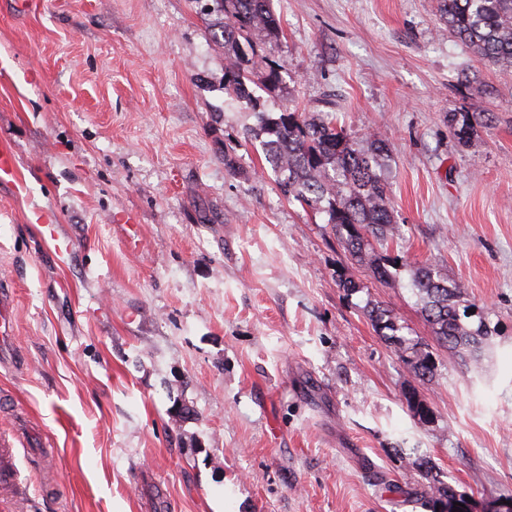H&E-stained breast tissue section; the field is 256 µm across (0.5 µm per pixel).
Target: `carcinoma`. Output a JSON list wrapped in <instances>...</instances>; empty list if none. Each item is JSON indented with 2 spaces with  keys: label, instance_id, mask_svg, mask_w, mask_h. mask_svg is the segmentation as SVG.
I'll list each match as a JSON object with an SVG mask.
<instances>
[{
  "label": "carcinoma",
  "instance_id": "obj_1",
  "mask_svg": "<svg viewBox=\"0 0 512 512\" xmlns=\"http://www.w3.org/2000/svg\"><path fill=\"white\" fill-rule=\"evenodd\" d=\"M224 10V92L234 101L257 111L256 135L265 160L278 174V185L285 197H294L311 209L327 215V223L344 231L342 236L351 256L368 260L380 279L391 277V269L403 262L390 242L398 232L389 205L388 183L383 168L388 157L386 139L376 137L368 148L354 147L347 132L336 123L309 117L287 106L277 116L257 110V99L250 88V69L255 61L246 58L243 44L250 36L262 33L279 36V21L270 0H221ZM440 20L455 36L489 65L512 72V0H440ZM263 83L275 91L282 84L281 70L268 64ZM492 112H450L448 129L466 143L478 129L492 124ZM412 286L421 312L431 327L436 342L463 357L479 361L490 349L495 329L484 310L465 303V290L448 284V277L429 264L418 267ZM375 330L393 345L412 375L424 380L436 371L432 352L400 334L392 311L375 305L369 311ZM429 480L425 507L431 512H448L454 487L435 483L431 467L424 466Z\"/></svg>",
  "mask_w": 512,
  "mask_h": 512
}]
</instances>
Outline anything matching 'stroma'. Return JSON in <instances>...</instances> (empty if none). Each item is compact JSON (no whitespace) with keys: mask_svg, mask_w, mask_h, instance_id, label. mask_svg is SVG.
<instances>
[{"mask_svg":"<svg viewBox=\"0 0 512 512\" xmlns=\"http://www.w3.org/2000/svg\"><path fill=\"white\" fill-rule=\"evenodd\" d=\"M272 7L279 38L252 45L283 82L267 92L254 69L262 110L390 141L405 263L387 282L280 195L252 109L224 93L219 0H0L16 163L0 438L17 467L0 512H427L424 459L476 503L512 498V76L437 0ZM460 110L495 123L459 143ZM425 263L496 326L481 364L435 343L412 290ZM377 303L432 350L433 378L377 335Z\"/></svg>","mask_w":512,"mask_h":512,"instance_id":"1","label":"stroma"}]
</instances>
